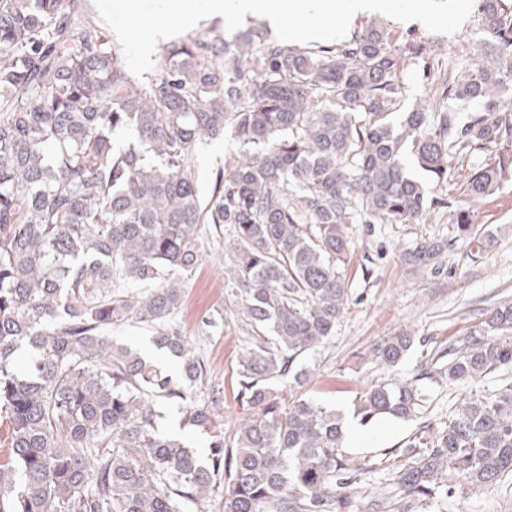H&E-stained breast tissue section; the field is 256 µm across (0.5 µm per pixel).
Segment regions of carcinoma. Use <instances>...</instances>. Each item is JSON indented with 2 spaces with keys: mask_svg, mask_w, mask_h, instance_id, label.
I'll list each match as a JSON object with an SVG mask.
<instances>
[{
  "mask_svg": "<svg viewBox=\"0 0 512 512\" xmlns=\"http://www.w3.org/2000/svg\"><path fill=\"white\" fill-rule=\"evenodd\" d=\"M477 2L479 37L433 73L429 41L397 46L372 21L315 47L261 26L187 36L139 77L89 0H0V512H187L217 493L222 512H341L336 491L363 473L342 415L303 393L285 403L272 384L303 386L295 362L346 311V225L411 224L440 206L469 238L474 211L432 187L481 156L471 198L512 178V0ZM411 66L435 89L405 111ZM463 103L475 107L465 123ZM120 131L135 141L118 143ZM228 133L240 158L203 197L193 155ZM211 227L232 233L225 293L248 328L234 386L253 413L231 438L213 425L219 398L191 402L207 369L175 324L180 276ZM446 247L421 242L402 260L435 271ZM130 322L155 330L181 380L112 339ZM414 342L384 337L369 359L395 368ZM510 370L502 300L420 373L367 384L355 414L411 419L428 407L425 380L470 385ZM160 404L187 406L209 434L205 456L158 431ZM401 455L392 486L411 503L450 495L456 478L481 488L512 475V382L462 398L380 462Z\"/></svg>",
  "mask_w": 512,
  "mask_h": 512,
  "instance_id": "obj_1",
  "label": "carcinoma"
}]
</instances>
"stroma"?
<instances>
[{"label":"stroma","instance_id":"1","mask_svg":"<svg viewBox=\"0 0 512 512\" xmlns=\"http://www.w3.org/2000/svg\"><path fill=\"white\" fill-rule=\"evenodd\" d=\"M239 150L228 136L200 144L192 165L201 194L209 193L213 172L231 168ZM473 208L476 224L469 242L457 238L444 208L417 224L348 225L352 245L342 271L350 288L349 302L334 336L297 362L298 368L309 372L303 387L307 396L352 413L358 393L369 381L413 376L426 353L424 346L417 345L398 367H378L365 355L382 337L407 330L436 342H454L469 334L478 309L512 297V178L494 195L474 202ZM423 240L449 242L440 272L417 271L403 261V253ZM229 244L225 234L204 237L202 260L182 281L183 304L176 316L182 335L196 345L208 369L204 383L195 385L192 399L199 402L208 399L213 389L223 390L224 402L214 408L213 420L228 434L247 414L232 391L245 323L224 292ZM217 311L224 315L220 327L202 329L203 317ZM428 392L430 406L423 418L394 421L392 432L376 448L352 449L365 471L361 485L346 490L344 512H379L375 503L382 496L388 497L389 505L380 512H512V476L480 489L458 481L451 495H437L421 506L406 505L394 496L392 476L374 454L403 446L422 421L445 420L452 394L434 384Z\"/></svg>","mask_w":512,"mask_h":512}]
</instances>
